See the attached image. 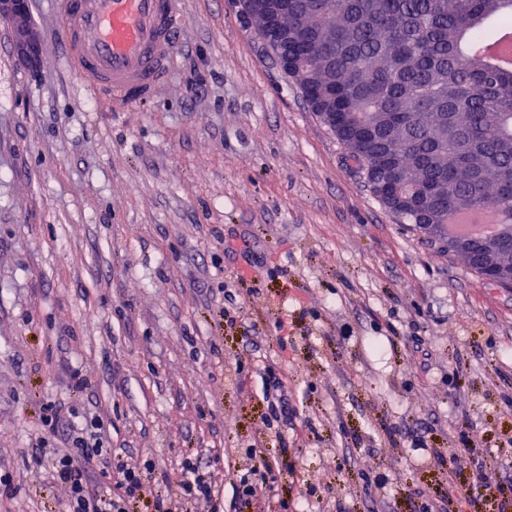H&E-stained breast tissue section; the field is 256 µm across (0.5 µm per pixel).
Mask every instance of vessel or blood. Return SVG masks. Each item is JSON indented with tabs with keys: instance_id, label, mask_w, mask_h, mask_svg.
<instances>
[{
	"instance_id": "obj_1",
	"label": "vessel or blood",
	"mask_w": 512,
	"mask_h": 512,
	"mask_svg": "<svg viewBox=\"0 0 512 512\" xmlns=\"http://www.w3.org/2000/svg\"><path fill=\"white\" fill-rule=\"evenodd\" d=\"M65 61L106 107L153 97L180 49V0H63Z\"/></svg>"
}]
</instances>
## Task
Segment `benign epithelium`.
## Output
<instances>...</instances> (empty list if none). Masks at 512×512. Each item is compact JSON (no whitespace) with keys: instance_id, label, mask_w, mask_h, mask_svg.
Segmentation results:
<instances>
[{"instance_id":"1","label":"benign epithelium","mask_w":512,"mask_h":512,"mask_svg":"<svg viewBox=\"0 0 512 512\" xmlns=\"http://www.w3.org/2000/svg\"><path fill=\"white\" fill-rule=\"evenodd\" d=\"M0 21L6 22L13 35V45L19 60L35 70L42 62L43 50L38 33L31 23L28 0H0ZM423 233L441 239L448 256L467 263H480L489 281L497 286H512V265L487 262L501 245V237L452 235L444 224H425Z\"/></svg>"}]
</instances>
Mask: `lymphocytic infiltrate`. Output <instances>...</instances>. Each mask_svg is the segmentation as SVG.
I'll return each mask as SVG.
<instances>
[{"mask_svg": "<svg viewBox=\"0 0 512 512\" xmlns=\"http://www.w3.org/2000/svg\"><path fill=\"white\" fill-rule=\"evenodd\" d=\"M103 417L91 416L87 426L73 428L66 446L40 441L32 455L37 465H48L51 476L68 491L69 512H130L152 474L151 465L130 464L106 448ZM221 492L209 472L184 462L171 484L156 498L155 512H194L206 505L208 512H220Z\"/></svg>", "mask_w": 512, "mask_h": 512, "instance_id": "f902f5d3", "label": "lymphocytic infiltrate"}]
</instances>
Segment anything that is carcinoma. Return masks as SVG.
Here are the masks:
<instances>
[{
    "label": "carcinoma",
    "mask_w": 512,
    "mask_h": 512,
    "mask_svg": "<svg viewBox=\"0 0 512 512\" xmlns=\"http://www.w3.org/2000/svg\"><path fill=\"white\" fill-rule=\"evenodd\" d=\"M512 31V0H277L257 36L288 61L315 112L368 172L411 176L406 224L493 209L512 225V70L484 61V31Z\"/></svg>",
    "instance_id": "1"
}]
</instances>
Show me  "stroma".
I'll return each instance as SVG.
<instances>
[{"label":"stroma","instance_id":"obj_1","mask_svg":"<svg viewBox=\"0 0 512 512\" xmlns=\"http://www.w3.org/2000/svg\"><path fill=\"white\" fill-rule=\"evenodd\" d=\"M61 8L29 0L35 73L0 21V512L67 508L31 458L49 400L153 464L134 512L189 457L224 512H256L235 483L260 455L274 512H500L512 288L385 208L236 0H182L169 81L109 111L59 52Z\"/></svg>","mask_w":512,"mask_h":512}]
</instances>
